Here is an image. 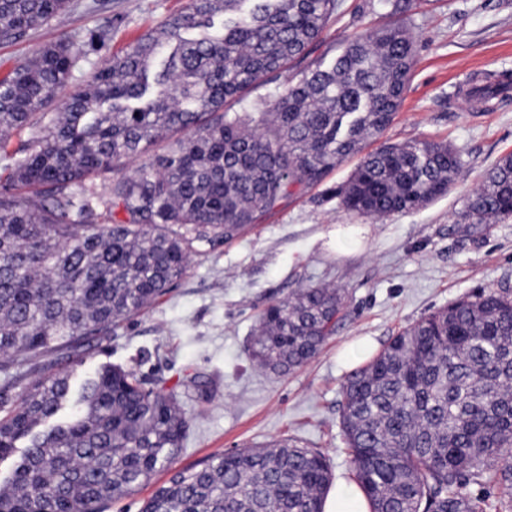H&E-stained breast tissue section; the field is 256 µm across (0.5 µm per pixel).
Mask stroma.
<instances>
[{
  "label": "stroma",
  "mask_w": 512,
  "mask_h": 512,
  "mask_svg": "<svg viewBox=\"0 0 512 512\" xmlns=\"http://www.w3.org/2000/svg\"><path fill=\"white\" fill-rule=\"evenodd\" d=\"M186 0H71L62 20L0 44V79L44 46L86 41L106 30L99 51L83 55L70 88L141 35L160 29ZM412 76L402 106L382 136L386 143L444 140L465 166L448 196L409 213L371 222L364 251L337 256L336 227L359 218L342 211L335 191L357 164L348 159L313 188L290 191L248 231L228 243L197 242L186 274L131 322L93 343L83 364L47 356L20 371L22 392L53 365L82 377L103 364L122 365L173 391L189 429L168 466L105 512H140L177 471L227 452L290 439L321 451L334 478L351 475L340 426L341 386L355 365V341L381 350L422 316L477 289H512V220L468 226L456 214L482 174L512 153V97L477 109L467 96L474 80L512 73V0H416ZM383 0H344L311 56L333 57L340 40L389 24ZM306 284H331L347 298L345 318L307 365L286 375L259 368L248 345L256 316ZM197 376V384L187 376Z\"/></svg>",
  "instance_id": "35a3bbf8"
}]
</instances>
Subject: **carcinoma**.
I'll return each mask as SVG.
<instances>
[{
  "instance_id": "1",
  "label": "carcinoma",
  "mask_w": 512,
  "mask_h": 512,
  "mask_svg": "<svg viewBox=\"0 0 512 512\" xmlns=\"http://www.w3.org/2000/svg\"><path fill=\"white\" fill-rule=\"evenodd\" d=\"M69 0H0V42L64 14ZM343 0H187L88 84L82 48H42L0 81V147L29 138L0 193V512H104L183 446L176 396L128 368L78 384L43 375L7 406L16 372L44 353L83 360L96 335L165 295L194 242H230L288 188L359 161L336 191L365 218L448 195L463 159L446 141L368 151L399 111L414 37L403 22L343 39L304 63ZM288 86L235 105L270 74ZM59 103L48 119L41 109ZM137 162L135 169L129 164ZM112 175L106 194L95 179ZM105 208L107 222H97ZM122 211L125 218L117 219ZM512 219V154L482 176L459 224ZM340 290L304 285L257 315L252 355L291 372L342 319ZM341 425L371 512H512V291L482 289L403 329L342 389ZM326 457L279 442L176 472L141 512H322ZM478 485L482 495L469 486Z\"/></svg>"
}]
</instances>
